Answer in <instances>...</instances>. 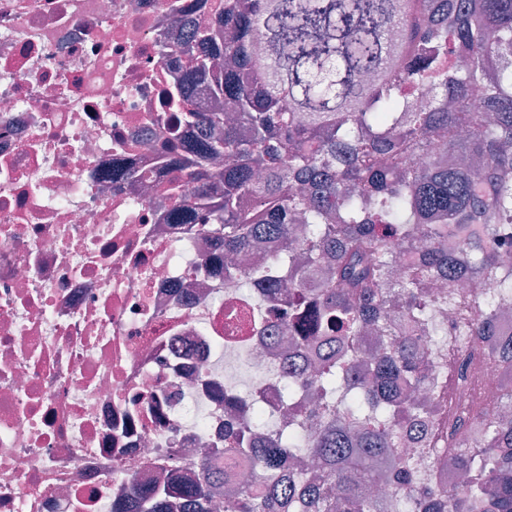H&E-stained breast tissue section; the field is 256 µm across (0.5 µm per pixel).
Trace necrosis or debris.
<instances>
[{"mask_svg":"<svg viewBox=\"0 0 512 512\" xmlns=\"http://www.w3.org/2000/svg\"><path fill=\"white\" fill-rule=\"evenodd\" d=\"M180 3L0 0V512H113L132 487L199 477L200 449L241 486L254 469L225 429L280 411L277 303L170 220L160 152L188 61L160 46L201 13ZM467 319L447 312L439 375L486 352ZM502 391L501 364L475 360L439 418L493 417Z\"/></svg>","mask_w":512,"mask_h":512,"instance_id":"4bbe7bcc","label":"necrosis or debris"}]
</instances>
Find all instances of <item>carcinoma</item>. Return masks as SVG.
Returning <instances> with one entry per match:
<instances>
[{
  "label": "carcinoma",
  "mask_w": 512,
  "mask_h": 512,
  "mask_svg": "<svg viewBox=\"0 0 512 512\" xmlns=\"http://www.w3.org/2000/svg\"><path fill=\"white\" fill-rule=\"evenodd\" d=\"M168 54L189 60L164 147L185 189L170 193L226 276L309 301L287 354L318 339L339 351L297 375L322 398L315 424L294 405L268 431L259 408L224 439L254 460L259 493L220 501L202 462L194 481L132 488L117 512H388L364 490L388 483L408 490L405 512H512L511 390L475 441L448 424L458 486L416 489L395 454L413 430L434 442L422 338L442 335L445 307L467 308L481 341L512 300V0H211ZM195 125L207 134L184 142ZM271 241L279 252L240 271ZM437 282L452 291L428 297Z\"/></svg>",
  "instance_id": "carcinoma-1"
}]
</instances>
